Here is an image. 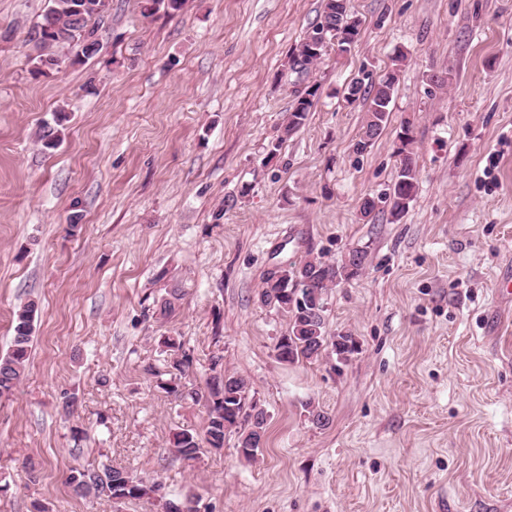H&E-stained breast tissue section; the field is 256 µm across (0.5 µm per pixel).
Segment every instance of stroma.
<instances>
[{
  "label": "stroma",
  "mask_w": 512,
  "mask_h": 512,
  "mask_svg": "<svg viewBox=\"0 0 512 512\" xmlns=\"http://www.w3.org/2000/svg\"><path fill=\"white\" fill-rule=\"evenodd\" d=\"M144 4L109 0L100 52L35 75L28 34L48 0H0V355L17 306L39 304L30 363L0 398V512L188 497L197 512H512V301L495 293L512 268V0H349L357 42L304 74L289 56L322 0ZM401 50L390 121L355 155L366 108L347 87ZM314 83L305 124L280 139L294 89ZM405 124L417 196L400 221L361 218L396 178ZM361 247L366 269L324 313L357 353L280 362L288 322L258 300L268 272ZM163 336L192 352L188 387L204 390L218 353L246 379L267 415L256 458L233 433L175 457L173 433L206 413L144 374ZM101 462L159 482L158 498L77 494L71 469Z\"/></svg>",
  "instance_id": "obj_1"
}]
</instances>
